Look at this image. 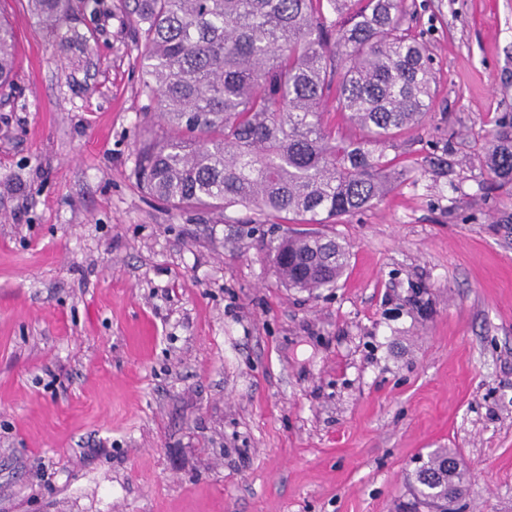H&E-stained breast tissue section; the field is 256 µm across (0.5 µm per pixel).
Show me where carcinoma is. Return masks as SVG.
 Here are the masks:
<instances>
[{"mask_svg":"<svg viewBox=\"0 0 512 512\" xmlns=\"http://www.w3.org/2000/svg\"><path fill=\"white\" fill-rule=\"evenodd\" d=\"M73 0H34L53 25ZM337 19L328 21V14ZM405 0H126L144 91L170 137L140 148L147 190L176 207L250 214L237 224H326L371 207L404 175L385 148L432 110L427 46L404 28ZM14 31L0 20V86L15 66ZM361 130L338 137L323 106ZM486 168L512 184V122L492 134ZM290 287L336 285L348 249L317 229L271 247ZM441 448L415 473L430 512L468 489Z\"/></svg>","mask_w":512,"mask_h":512,"instance_id":"cac0c4a2","label":"carcinoma"}]
</instances>
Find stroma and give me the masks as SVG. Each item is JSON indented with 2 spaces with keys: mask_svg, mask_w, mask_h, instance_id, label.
Listing matches in <instances>:
<instances>
[{
  "mask_svg": "<svg viewBox=\"0 0 512 512\" xmlns=\"http://www.w3.org/2000/svg\"><path fill=\"white\" fill-rule=\"evenodd\" d=\"M434 107L407 175L326 225L335 287L285 286V226L177 210L137 178L168 131L124 0L16 34L0 87V512H399L451 449L465 512H512V0H415ZM486 168L503 184H512V122L501 123L485 152Z\"/></svg>",
  "mask_w": 512,
  "mask_h": 512,
  "instance_id": "stroma-1",
  "label": "stroma"
}]
</instances>
